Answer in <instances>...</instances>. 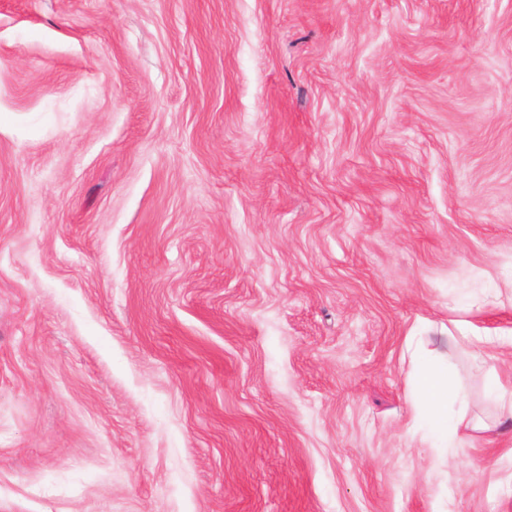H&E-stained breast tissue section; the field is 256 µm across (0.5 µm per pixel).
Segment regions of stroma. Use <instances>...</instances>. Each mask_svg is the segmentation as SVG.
<instances>
[{"label": "stroma", "instance_id": "1", "mask_svg": "<svg viewBox=\"0 0 512 512\" xmlns=\"http://www.w3.org/2000/svg\"><path fill=\"white\" fill-rule=\"evenodd\" d=\"M485 288L512 0H0V512H512ZM448 342L458 343L459 339L468 341L471 346H478L481 351L471 352L473 365L482 369L486 363L489 351L499 350L502 347H512V332L510 334H487L484 336H447ZM410 356L411 384L424 439L431 448H450L466 413L454 367L443 355L423 345H417Z\"/></svg>", "mask_w": 512, "mask_h": 512}]
</instances>
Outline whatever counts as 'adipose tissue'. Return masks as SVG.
<instances>
[{
  "mask_svg": "<svg viewBox=\"0 0 512 512\" xmlns=\"http://www.w3.org/2000/svg\"><path fill=\"white\" fill-rule=\"evenodd\" d=\"M411 362V384L424 439L433 448L451 447L466 413L454 367L443 355L422 345L413 349Z\"/></svg>",
  "mask_w": 512,
  "mask_h": 512,
  "instance_id": "adipose-tissue-1",
  "label": "adipose tissue"
}]
</instances>
